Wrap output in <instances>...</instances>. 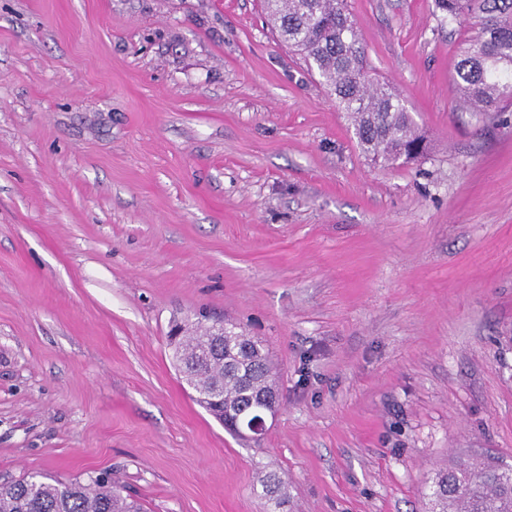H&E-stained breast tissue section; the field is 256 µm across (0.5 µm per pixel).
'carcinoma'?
<instances>
[{
    "mask_svg": "<svg viewBox=\"0 0 512 512\" xmlns=\"http://www.w3.org/2000/svg\"><path fill=\"white\" fill-rule=\"evenodd\" d=\"M281 39L301 55L352 122L364 156L394 168L426 153L425 137L402 98L368 67L363 38L347 0H264ZM434 14L453 23L469 18L479 33L464 40L456 77L466 110L485 114L512 106V0H434ZM186 383L213 395L205 409L224 425L223 408L247 415L277 393L276 367L261 340L232 323L200 336L172 339ZM265 512H283L285 482L272 471L259 477ZM428 512H512V466L474 453L438 469L426 487ZM0 512H146L104 477L45 482L37 474L0 481Z\"/></svg>",
    "mask_w": 512,
    "mask_h": 512,
    "instance_id": "1",
    "label": "carcinoma"
}]
</instances>
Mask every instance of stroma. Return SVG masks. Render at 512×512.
<instances>
[{
	"instance_id": "obj_1",
	"label": "stroma",
	"mask_w": 512,
	"mask_h": 512,
	"mask_svg": "<svg viewBox=\"0 0 512 512\" xmlns=\"http://www.w3.org/2000/svg\"><path fill=\"white\" fill-rule=\"evenodd\" d=\"M428 151L368 164L262 0H0V479L107 472L147 512H422L512 465V109L463 111L473 20L348 0ZM266 344L277 415L226 431L172 327ZM424 495L428 512H512V466L474 453L438 469ZM264 472V473H263ZM259 482L262 486L266 512H283L286 503L285 482L272 471H261Z\"/></svg>"
}]
</instances>
